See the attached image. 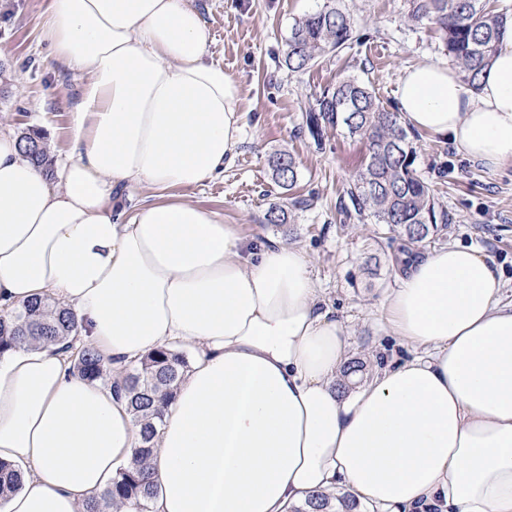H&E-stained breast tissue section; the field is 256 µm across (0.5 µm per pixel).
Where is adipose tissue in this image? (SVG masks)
Segmentation results:
<instances>
[{
	"label": "adipose tissue",
	"mask_w": 512,
	"mask_h": 512,
	"mask_svg": "<svg viewBox=\"0 0 512 512\" xmlns=\"http://www.w3.org/2000/svg\"><path fill=\"white\" fill-rule=\"evenodd\" d=\"M55 60L87 73L62 188L0 130V310L71 305L73 342L112 370L81 378L55 346L0 354V460L23 476L0 512H83L141 444L125 369L196 358L163 409L152 512H289L350 492L370 512H512V299L493 261L449 244L402 267L374 316L411 358L344 385L351 336L303 249L244 238L182 190L223 172L241 90L190 0H49ZM402 124L495 169L512 163V21L477 89L423 62ZM159 196L115 223V188Z\"/></svg>",
	"instance_id": "ef3b65f1"
}]
</instances>
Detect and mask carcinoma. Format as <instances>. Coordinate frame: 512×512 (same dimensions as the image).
I'll use <instances>...</instances> for the list:
<instances>
[{
    "label": "carcinoma",
    "mask_w": 512,
    "mask_h": 512,
    "mask_svg": "<svg viewBox=\"0 0 512 512\" xmlns=\"http://www.w3.org/2000/svg\"><path fill=\"white\" fill-rule=\"evenodd\" d=\"M405 19L413 25H434L448 61L476 88L493 58L507 14L487 10L483 0H408ZM355 32L356 18L350 8L338 0H326L321 9L294 21L285 65L292 72L310 68L351 47ZM306 125L318 143L327 130L341 127L365 148L364 163L343 190L347 201L341 212L347 217L372 218L398 232L410 245L448 228V211L437 205L430 183L414 167L416 150L408 130L398 113L386 109L367 85L352 76L342 77L307 110ZM19 140L35 167L46 170L52 165L41 132L31 129L21 133ZM271 168L274 182L284 190L298 180L297 162L286 152L272 158ZM75 329L71 308L48 296L35 298L20 309L0 314V353L30 341H63ZM71 358L82 377L108 380L109 370L93 349L82 347ZM186 367L181 352L161 349L146 355L126 374L124 389L141 427L142 446L134 449L129 466L118 473L111 487L89 496L84 512H121L125 505L134 512H150L155 495L146 470L150 443L162 420V407L173 399L175 383ZM21 482L20 473L0 461V495L17 490ZM291 512H336V507L318 494Z\"/></svg>",
    "instance_id": "carcinoma-1"
}]
</instances>
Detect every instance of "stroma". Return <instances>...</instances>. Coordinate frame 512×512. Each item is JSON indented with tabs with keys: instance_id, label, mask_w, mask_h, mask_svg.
<instances>
[{
	"instance_id": "obj_1",
	"label": "stroma",
	"mask_w": 512,
	"mask_h": 512,
	"mask_svg": "<svg viewBox=\"0 0 512 512\" xmlns=\"http://www.w3.org/2000/svg\"><path fill=\"white\" fill-rule=\"evenodd\" d=\"M360 18L358 40L339 55L292 72L284 64L286 41L295 19L316 11L324 0H192L207 24L211 56L224 65L242 90L243 136L223 174L183 190L185 200L214 210L238 225L242 235L280 239L309 254L329 304L352 336L351 357L366 370L410 357L375 323L372 312L395 285L404 242L382 224L346 220L339 198L364 147L344 130H330L315 143L305 112L324 88L342 75L367 84L388 110H396L398 83L409 68L447 57L428 25L405 21L406 0H346ZM48 0H0V128L21 134L43 131L54 157L51 182L67 156L72 112L86 74L55 61L41 39ZM415 167L447 209V230L416 245L419 253L457 243L489 256L512 299V164L490 170L459 153L446 138L417 132ZM285 151L299 164L296 185L274 182L270 160ZM296 198L313 199L311 209L293 208ZM288 210L281 226L267 224L269 208Z\"/></svg>"
}]
</instances>
